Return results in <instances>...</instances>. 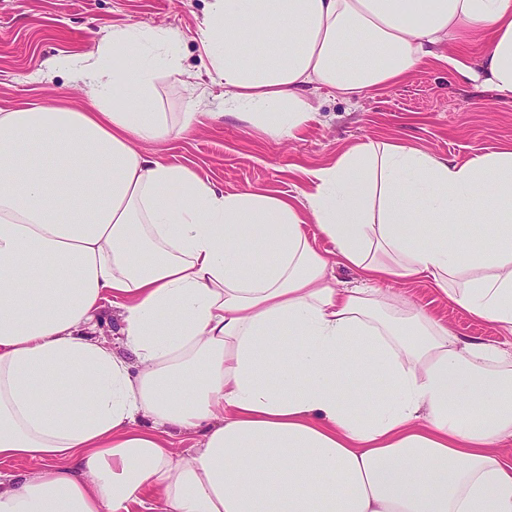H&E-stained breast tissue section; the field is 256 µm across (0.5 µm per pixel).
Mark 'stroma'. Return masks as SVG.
I'll return each instance as SVG.
<instances>
[{
	"label": "stroma",
	"instance_id": "1",
	"mask_svg": "<svg viewBox=\"0 0 512 512\" xmlns=\"http://www.w3.org/2000/svg\"><path fill=\"white\" fill-rule=\"evenodd\" d=\"M209 0H0V109L24 102L62 101L79 108L83 89L66 71L48 72L49 59L96 52L112 26H164L181 39L195 79L184 87L161 77L153 106L178 114L196 99L203 116L195 129L161 142L139 143L143 155L185 166L216 190H252L296 198L308 186L306 172L333 164L337 155L367 139H400L463 163L512 146V100L475 86L438 61L404 80L351 104L315 90L318 108L297 138H277L223 115V86L206 73L208 61L196 33ZM391 293L411 300L462 338H480L511 349L512 336L423 281L391 284Z\"/></svg>",
	"mask_w": 512,
	"mask_h": 512
}]
</instances>
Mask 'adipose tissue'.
I'll use <instances>...</instances> for the list:
<instances>
[{
	"label": "adipose tissue",
	"instance_id": "1",
	"mask_svg": "<svg viewBox=\"0 0 512 512\" xmlns=\"http://www.w3.org/2000/svg\"><path fill=\"white\" fill-rule=\"evenodd\" d=\"M197 39L225 114L273 136L316 119L309 89L356 104L439 57L512 100V0H211ZM51 65L85 107L0 111V463H35L0 471V512H512V354L387 290L429 281L512 335V147L369 140L302 202L224 193L136 149L198 121L149 107L188 73L174 32L116 26ZM462 222L491 245L429 235ZM108 305L123 357L90 334Z\"/></svg>",
	"mask_w": 512,
	"mask_h": 512
}]
</instances>
